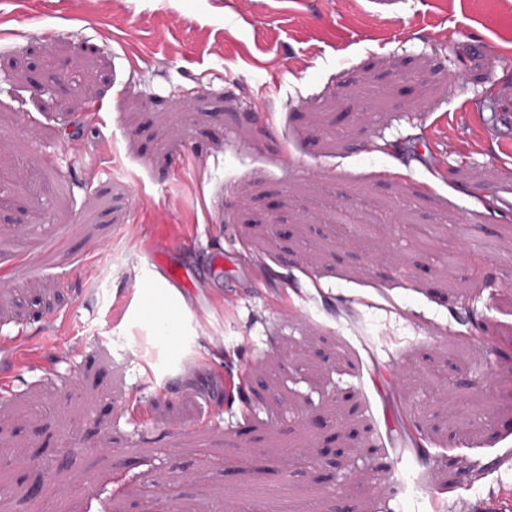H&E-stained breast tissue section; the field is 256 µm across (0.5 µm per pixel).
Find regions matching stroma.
I'll return each instance as SVG.
<instances>
[{"label":"stroma","instance_id":"obj_1","mask_svg":"<svg viewBox=\"0 0 512 512\" xmlns=\"http://www.w3.org/2000/svg\"><path fill=\"white\" fill-rule=\"evenodd\" d=\"M507 110L512 0H0V512H512ZM148 269L152 288L168 298L174 316H178L185 307L198 314L205 310L208 283L201 279L204 274L198 273L191 279L183 267L171 261L168 252L151 258ZM147 315L150 317L158 335L172 334L171 313L167 302L161 298L153 297L146 305Z\"/></svg>","mask_w":512,"mask_h":512}]
</instances>
